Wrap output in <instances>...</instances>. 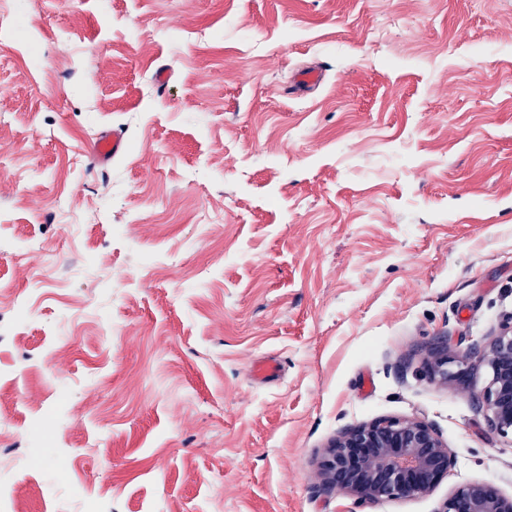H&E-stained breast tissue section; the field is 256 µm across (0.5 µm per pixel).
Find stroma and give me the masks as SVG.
I'll list each match as a JSON object with an SVG mask.
<instances>
[{
	"label": "stroma",
	"mask_w": 512,
	"mask_h": 512,
	"mask_svg": "<svg viewBox=\"0 0 512 512\" xmlns=\"http://www.w3.org/2000/svg\"><path fill=\"white\" fill-rule=\"evenodd\" d=\"M14 2L0 512L512 495V433L475 405L488 370L422 371L437 336L483 341L512 314V0ZM113 130L125 151L94 165ZM263 358L276 381L253 380ZM381 416L433 423L449 475L369 506L320 492L327 443Z\"/></svg>",
	"instance_id": "35a3bbf8"
}]
</instances>
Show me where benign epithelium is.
Masks as SVG:
<instances>
[{
    "label": "benign epithelium",
    "instance_id": "obj_1",
    "mask_svg": "<svg viewBox=\"0 0 512 512\" xmlns=\"http://www.w3.org/2000/svg\"><path fill=\"white\" fill-rule=\"evenodd\" d=\"M461 344L459 337H437L423 359L427 377L441 386L460 384L468 374V361L479 358L491 374L479 409L491 427L512 431V316L488 343ZM453 465L433 423L380 417L338 433L320 461L319 490L343 492L361 504L409 498L432 491ZM440 512H512V496L492 483L471 482L452 491Z\"/></svg>",
    "mask_w": 512,
    "mask_h": 512
}]
</instances>
